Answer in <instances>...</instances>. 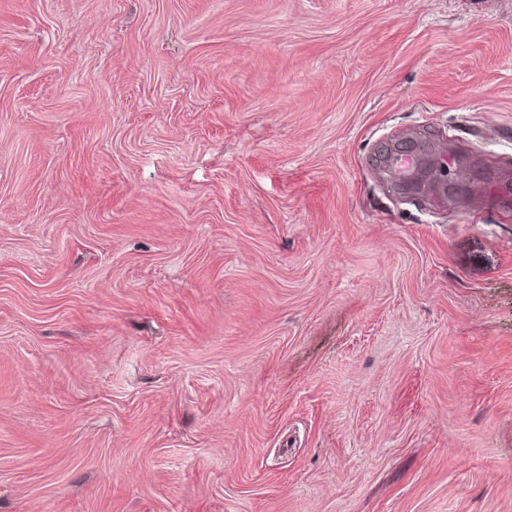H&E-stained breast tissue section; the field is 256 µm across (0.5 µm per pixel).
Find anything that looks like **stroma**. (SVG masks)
Wrapping results in <instances>:
<instances>
[{
	"instance_id": "35a3bbf8",
	"label": "stroma",
	"mask_w": 512,
	"mask_h": 512,
	"mask_svg": "<svg viewBox=\"0 0 512 512\" xmlns=\"http://www.w3.org/2000/svg\"><path fill=\"white\" fill-rule=\"evenodd\" d=\"M0 512H512V0H0Z\"/></svg>"
}]
</instances>
